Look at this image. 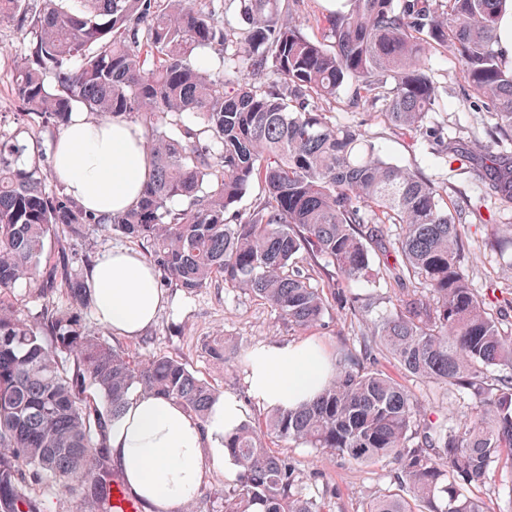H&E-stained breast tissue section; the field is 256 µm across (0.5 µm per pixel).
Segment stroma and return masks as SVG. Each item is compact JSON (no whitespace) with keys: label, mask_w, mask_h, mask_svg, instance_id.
Listing matches in <instances>:
<instances>
[{"label":"stroma","mask_w":512,"mask_h":512,"mask_svg":"<svg viewBox=\"0 0 512 512\" xmlns=\"http://www.w3.org/2000/svg\"><path fill=\"white\" fill-rule=\"evenodd\" d=\"M21 46L15 26L0 23V114L13 112L17 103L11 90L14 66ZM430 74L438 87V101L428 126L445 137L460 141L465 156L440 157L430 152L422 135L408 136L383 122L372 108L350 103L347 94L318 102L328 121L365 130L381 155L390 163L421 172L445 186L441 206L470 203L474 206L460 232L465 246L471 288L485 298L505 331H512V247L501 249L499 242L512 235V202L499 200L476 181L471 168L475 160L494 153L491 132L497 118L491 112L472 111L467 85L452 52L438 50L429 58ZM73 255L72 267L86 272L103 253L113 249L142 252L141 243L110 229L92 226L78 242H67ZM357 293H370L374 305L368 319L356 318L349 310L329 307L323 325L299 329L288 325L269 305L249 293L213 282L194 293L166 287L168 301L156 323L135 339L118 336L87 312L86 322L110 345L143 357L162 353L182 361L220 391L236 394L245 417L255 418L260 410L251 401L245 384V370L212 359L203 344L231 340L241 350L271 342L318 341L329 357L342 352L360 353L369 321L389 313L399 294L393 280L378 275L375 283L358 284ZM375 369L397 379L413 395L421 413L434 419L449 407H462L459 393L421 380L402 370L387 356H378ZM275 449L287 456L300 474L303 495L316 500L322 512H366L373 498L394 489L391 463L356 465L332 453H321L292 442L276 443ZM231 483L223 466L205 471L198 494L188 512H224V489ZM469 494L482 502L486 512H512V469L497 465L483 483L469 486Z\"/></svg>","instance_id":"1"}]
</instances>
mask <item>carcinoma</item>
<instances>
[{
    "label": "carcinoma",
    "mask_w": 512,
    "mask_h": 512,
    "mask_svg": "<svg viewBox=\"0 0 512 512\" xmlns=\"http://www.w3.org/2000/svg\"><path fill=\"white\" fill-rule=\"evenodd\" d=\"M235 2L245 28L225 27L214 0H0V20L15 22L23 43L15 128L0 119V449L10 457L0 460V512H36L30 481L45 475L113 512L108 432L129 397L161 394L203 421L217 394L173 357H136L91 333L87 282L66 252L45 253L48 237L77 241L90 225L147 244L171 287L220 279L302 329L322 324L330 296L368 313L346 289L374 279V258L395 250L401 263L385 269L400 295L364 358L339 356L311 402L224 437L239 466L224 512H321L296 493L295 467L272 437L394 464L396 489L366 512H484L463 484L483 482L495 463L512 469V375L491 374L512 369V335L469 286L459 230L469 207L441 208L432 180L310 105L345 91L357 105L382 103L390 126L420 132L436 102L427 56L451 50L469 97L498 118L493 138L512 141V65L496 50L505 0H348L320 40L296 24L299 0ZM213 46L216 67L201 56ZM75 112L144 125L152 177L135 207L94 214L49 181L36 125L59 130ZM428 141L437 154L460 152L440 132ZM476 172L512 201V155ZM256 182L263 200L242 213L236 204ZM23 280L45 301L31 319L14 301ZM204 348L244 362L228 342ZM376 352L474 407L422 417L403 385L364 366Z\"/></svg>",
    "instance_id": "obj_1"
}]
</instances>
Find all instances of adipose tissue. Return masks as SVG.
<instances>
[{
    "label": "adipose tissue",
    "mask_w": 512,
    "mask_h": 512,
    "mask_svg": "<svg viewBox=\"0 0 512 512\" xmlns=\"http://www.w3.org/2000/svg\"><path fill=\"white\" fill-rule=\"evenodd\" d=\"M143 130L126 119L92 120L77 113L52 145V175L87 210L110 213L135 206L150 178ZM97 320L128 338L151 326L166 295L151 265L138 253H104L87 272ZM335 367L321 345L273 342L248 352L249 398L265 409L292 408L316 396ZM243 421L235 394H217L205 420L163 396L131 398L110 430L112 459L131 490L153 512H183L201 485L207 464L239 467L224 449L225 435Z\"/></svg>",
    "instance_id": "adipose-tissue-1"
}]
</instances>
